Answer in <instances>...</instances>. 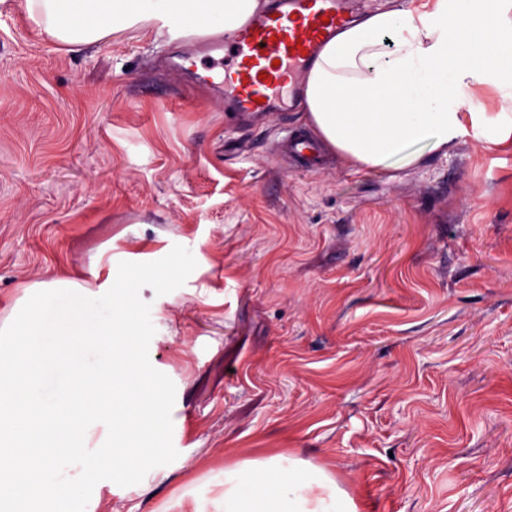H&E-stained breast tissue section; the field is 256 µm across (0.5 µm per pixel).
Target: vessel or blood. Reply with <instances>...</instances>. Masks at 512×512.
Masks as SVG:
<instances>
[{"label":"vessel or blood","instance_id":"obj_1","mask_svg":"<svg viewBox=\"0 0 512 512\" xmlns=\"http://www.w3.org/2000/svg\"><path fill=\"white\" fill-rule=\"evenodd\" d=\"M349 15V0H277L273 9L252 16L232 44L215 36L187 46L193 52L230 48L224 89L231 111L271 116L286 109L282 92L301 97L308 68ZM288 152L312 165L319 157L316 142L303 134L289 136Z\"/></svg>","mask_w":512,"mask_h":512}]
</instances>
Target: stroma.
Segmentation results:
<instances>
[{"mask_svg": "<svg viewBox=\"0 0 512 512\" xmlns=\"http://www.w3.org/2000/svg\"><path fill=\"white\" fill-rule=\"evenodd\" d=\"M182 45L65 46L0 0V325L103 256L197 262L140 290L179 456L86 512H221L225 464L280 451L360 512H512V142L313 171L274 154L299 110L240 128Z\"/></svg>", "mask_w": 512, "mask_h": 512, "instance_id": "1", "label": "stroma"}]
</instances>
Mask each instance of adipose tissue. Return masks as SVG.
I'll return each instance as SVG.
<instances>
[{
	"label": "adipose tissue",
	"mask_w": 512,
	"mask_h": 512,
	"mask_svg": "<svg viewBox=\"0 0 512 512\" xmlns=\"http://www.w3.org/2000/svg\"><path fill=\"white\" fill-rule=\"evenodd\" d=\"M261 0H31L56 41L90 45L141 27L182 38L185 24L234 35ZM395 38L386 47L384 36ZM512 95V0H413L347 25L313 63L300 106L320 139L352 165L390 176L465 134L512 137V111H480L478 88ZM223 512H358L324 466L291 452L224 468Z\"/></svg>",
	"instance_id": "ef3b65f1"
}]
</instances>
